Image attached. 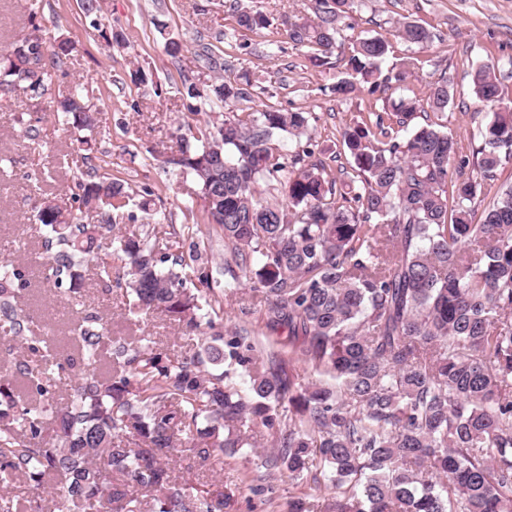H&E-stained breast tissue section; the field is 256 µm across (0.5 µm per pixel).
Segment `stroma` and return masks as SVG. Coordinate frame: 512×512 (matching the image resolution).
<instances>
[{
  "mask_svg": "<svg viewBox=\"0 0 512 512\" xmlns=\"http://www.w3.org/2000/svg\"><path fill=\"white\" fill-rule=\"evenodd\" d=\"M233 1L241 9L266 15L267 28L240 29L229 8ZM98 4L91 18L81 0H0V17L9 19L8 25H0V53L29 36L49 44L65 39L72 45L63 75L54 77L43 98L32 100L20 92L0 98V261L11 260L25 272L28 285L18 306L39 336L58 345L61 360L72 362L75 375L83 365L67 336L82 316L90 312L103 316L113 337L135 336L139 330L125 318L123 291L116 283L100 282L86 268L84 292L74 297L47 280V257L41 249L46 230L32 218L35 205L48 196L63 211H73L71 189L92 164L133 190L151 187L174 227L207 222L196 183L151 156L155 150L169 156L176 151L177 128L188 115V101L181 94L183 76L203 89L213 79L212 71L194 53H186L178 62L167 56L168 38L191 46L211 44L225 79L250 74L262 92L241 102L242 111L252 112L266 103L310 113L316 156L335 178L350 160L342 147L343 128L368 122L401 94L395 87L374 95L363 88L352 100L337 101L329 88L342 78V66L315 68L308 61L310 48L283 47V15L310 14V0H98ZM399 20L423 24L432 31V42L420 48L396 38L394 26ZM113 30L123 32L124 43H108L106 34ZM377 33L391 41L387 64L414 57L408 88L420 94L429 82L448 79L454 89L448 108L417 115L416 120L447 123L461 153L471 155L479 144V122L473 117L477 106L469 93L474 63H495L502 95L512 98V0H363L344 34L351 40ZM76 85L84 87L100 117V131L88 150L79 142L80 131L61 125L54 112L59 97ZM29 128L38 129L36 138L26 137ZM259 310V295L242 290L225 304L224 317L227 324L254 331L264 347H279L283 334L268 332ZM191 478L223 494L225 512H253L259 502L253 493L257 487L270 491L272 503L265 512H287L289 501L303 495L319 506L336 497L328 484L299 486L287 476L268 475L255 452L225 457L217 474L193 468Z\"/></svg>",
  "mask_w": 512,
  "mask_h": 512,
  "instance_id": "1",
  "label": "stroma"
}]
</instances>
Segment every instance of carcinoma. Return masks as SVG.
<instances>
[{
  "label": "carcinoma",
  "mask_w": 512,
  "mask_h": 512,
  "mask_svg": "<svg viewBox=\"0 0 512 512\" xmlns=\"http://www.w3.org/2000/svg\"><path fill=\"white\" fill-rule=\"evenodd\" d=\"M312 2L314 18L282 25L323 67L344 45L341 19L362 0ZM236 23L268 26L245 10ZM396 33L410 45L433 39L416 21ZM390 50L381 36L353 40L341 58L347 77L332 86L337 100L359 82L371 94L404 83L413 61L385 73ZM69 51L65 41L13 42L0 58V94L42 98ZM195 55L217 73L209 93L224 115L184 122L164 163L195 180L208 224L224 235V290L199 264V243L159 244L167 216L147 185L139 209L153 227L116 234L111 248L98 240L115 231L112 213L129 193L93 166L72 201L101 223L77 224L47 199L36 220L54 252L55 287L80 293V268L91 262L101 281L123 288L129 314H160L212 340L170 356L145 335L108 339L102 318L88 316L72 337L85 374L62 403L65 366L18 311L21 270L1 262L0 323L39 364L18 354L0 375V512H224V495L178 479L172 463L221 469L224 454L255 447L260 435L273 441L267 469L336 487L326 512H512V189L475 220V200L512 163V100L495 64L472 74L475 102L490 108L474 113L472 157L444 124L396 130L448 107L442 78L422 97L392 101L374 123L343 129L352 173L338 187L314 159L309 113L237 111L251 98L250 75L225 81L205 43ZM56 113L79 131L99 128L81 89ZM270 178L282 194L274 203L259 191ZM245 286L261 294L265 327L287 332L288 358L258 349L248 328L224 326V302Z\"/></svg>",
  "instance_id": "1"
}]
</instances>
